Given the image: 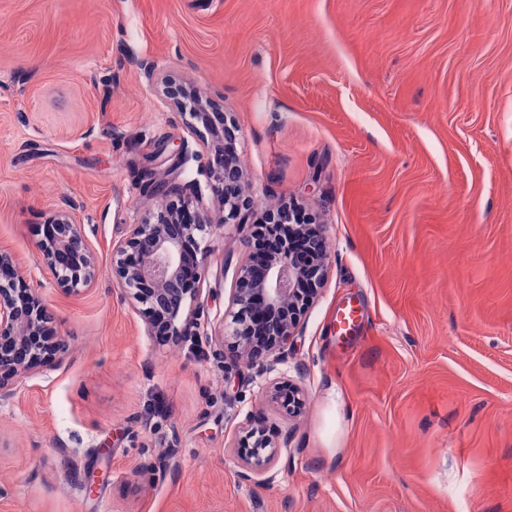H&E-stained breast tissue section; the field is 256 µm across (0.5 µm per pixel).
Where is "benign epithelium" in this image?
<instances>
[{
  "label": "benign epithelium",
  "mask_w": 512,
  "mask_h": 512,
  "mask_svg": "<svg viewBox=\"0 0 512 512\" xmlns=\"http://www.w3.org/2000/svg\"><path fill=\"white\" fill-rule=\"evenodd\" d=\"M210 136L204 165L211 190L220 197L217 220L244 224L247 201L243 172L234 161L228 141L232 133L222 112H194ZM212 218L186 204H168L139 224L128 225L125 237L112 249V274L121 284V298L139 308L156 336H183L200 328V309H188L197 300L207 274L206 253L196 237ZM306 236L311 261L296 260L291 241L280 253L259 266L251 258L236 273L231 298L232 335L240 356L250 365L280 350L295 335L300 316L314 303L323 283L325 239L317 224H299ZM39 272L69 292L92 287L98 279L96 253L81 225L68 209H59L37 244ZM43 283L27 273L17 256L0 249V399L12 397L19 380L60 362L68 346L64 337L49 333L55 322L42 297ZM271 399L290 413L301 405L298 391L288 382L272 386ZM249 473L267 471L275 450L263 431H247L239 446Z\"/></svg>",
  "instance_id": "1"
}]
</instances>
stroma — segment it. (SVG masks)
Returning <instances> with one entry per match:
<instances>
[{
    "label": "stroma",
    "instance_id": "1",
    "mask_svg": "<svg viewBox=\"0 0 512 512\" xmlns=\"http://www.w3.org/2000/svg\"><path fill=\"white\" fill-rule=\"evenodd\" d=\"M169 85L236 126L246 223L294 201L325 237L272 362H236L241 226L198 236L202 336L120 298L157 183L220 210ZM69 200L100 276L43 290L69 349L0 399V512H512V0H0V246L36 269ZM253 422L276 455L248 481ZM271 399L288 410V413H295L301 405L298 391L286 381L273 384Z\"/></svg>",
    "mask_w": 512,
    "mask_h": 512
}]
</instances>
